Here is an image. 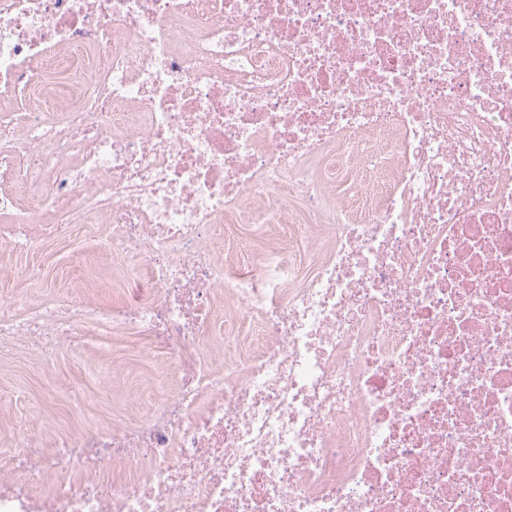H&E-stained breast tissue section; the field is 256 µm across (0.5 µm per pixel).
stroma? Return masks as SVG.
Instances as JSON below:
<instances>
[{
    "mask_svg": "<svg viewBox=\"0 0 512 512\" xmlns=\"http://www.w3.org/2000/svg\"><path fill=\"white\" fill-rule=\"evenodd\" d=\"M215 245L222 252L311 248L308 239L288 240L268 224L240 225L234 240L219 239ZM0 262L15 272H36L31 301L45 298L65 312L107 307L128 294L109 277L112 256L103 241L89 240L80 229L66 241L49 242ZM170 370L159 340L119 328L55 346L47 360L24 344L2 349L0 448L23 433L46 439L55 430L106 427L145 415L161 375Z\"/></svg>",
    "mask_w": 512,
    "mask_h": 512,
    "instance_id": "35a3bbf8",
    "label": "stroma"
}]
</instances>
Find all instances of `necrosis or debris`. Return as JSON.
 <instances>
[{
  "mask_svg": "<svg viewBox=\"0 0 512 512\" xmlns=\"http://www.w3.org/2000/svg\"><path fill=\"white\" fill-rule=\"evenodd\" d=\"M79 224L176 371L0 512H512V0H0V255ZM239 225L236 230L235 239L230 242L228 239L222 240L221 238L215 239V246L223 254L227 251L228 247L241 250H263L269 248H276L279 251H284L288 254V248L296 251L309 252L311 245L309 240L303 237H298L293 243L288 244V237L283 236L272 228V224H235Z\"/></svg>",
  "mask_w": 512,
  "mask_h": 512,
  "instance_id": "1",
  "label": "necrosis or debris"
}]
</instances>
